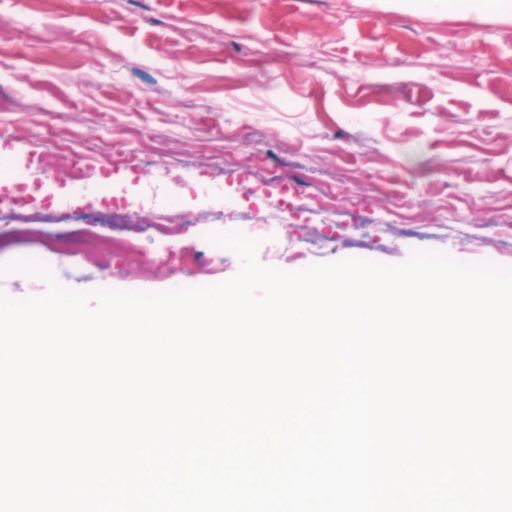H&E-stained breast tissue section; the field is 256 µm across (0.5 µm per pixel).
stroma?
I'll use <instances>...</instances> for the list:
<instances>
[{
  "mask_svg": "<svg viewBox=\"0 0 512 512\" xmlns=\"http://www.w3.org/2000/svg\"><path fill=\"white\" fill-rule=\"evenodd\" d=\"M50 147L49 169L30 166ZM0 158V186L25 179L89 218L48 216L22 243L0 222V264L36 260L75 291L223 282L241 263L211 237L231 232L286 271L416 249L512 266V16L0 0ZM162 210L184 223L162 232Z\"/></svg>",
  "mask_w": 512,
  "mask_h": 512,
  "instance_id": "stroma-1",
  "label": "stroma"
}]
</instances>
